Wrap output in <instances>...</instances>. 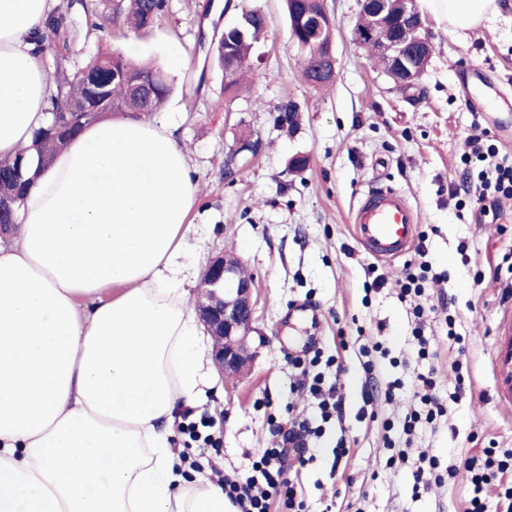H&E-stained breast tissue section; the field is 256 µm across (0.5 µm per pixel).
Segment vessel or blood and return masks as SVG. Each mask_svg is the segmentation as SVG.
Returning <instances> with one entry per match:
<instances>
[{
    "label": "vessel or blood",
    "instance_id": "1",
    "mask_svg": "<svg viewBox=\"0 0 512 512\" xmlns=\"http://www.w3.org/2000/svg\"><path fill=\"white\" fill-rule=\"evenodd\" d=\"M350 222L357 241L379 257H397L413 244L419 217L407 197L390 187H374L361 197ZM493 389L500 406L512 408V317L497 330L491 356Z\"/></svg>",
    "mask_w": 512,
    "mask_h": 512
}]
</instances>
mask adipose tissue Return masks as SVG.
<instances>
[{
  "mask_svg": "<svg viewBox=\"0 0 512 512\" xmlns=\"http://www.w3.org/2000/svg\"><path fill=\"white\" fill-rule=\"evenodd\" d=\"M449 30L496 0H424ZM56 0H0V156L50 95L38 35ZM197 186L165 125L104 119L36 179L0 241V512H236L170 446L211 386L187 216Z\"/></svg>",
  "mask_w": 512,
  "mask_h": 512,
  "instance_id": "obj_1",
  "label": "adipose tissue"
}]
</instances>
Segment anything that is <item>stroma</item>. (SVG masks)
I'll return each mask as SVG.
<instances>
[{
    "label": "stroma",
    "instance_id": "35a3bbf8",
    "mask_svg": "<svg viewBox=\"0 0 512 512\" xmlns=\"http://www.w3.org/2000/svg\"><path fill=\"white\" fill-rule=\"evenodd\" d=\"M161 21L139 34L93 27L81 0H58L55 11L71 21V61L125 49L138 39L145 60L166 67L173 91L154 113L172 126L185 151L197 197L187 222L201 262L231 249L256 281V331L249 373L216 377L195 417L208 418L221 439L205 449V470L246 474L255 454L279 442L292 402V357L304 356L310 329L289 315L295 304L315 303L319 346L333 350L344 334L345 429L352 439L346 469L333 471V440L314 448L316 460L302 471L308 512H464L472 494L455 468L482 449L512 450V410L497 404L490 372L492 345L501 320L512 312V199L495 214L475 202L456 209L448 191L459 183L465 139L485 131L502 144L512 110L489 124L475 104L495 100L512 86V0L500 14L471 30L451 32L435 20L427 27L435 46L417 84L398 90L351 42L357 0H326L334 20L336 79L317 89L301 76L300 52L289 38L284 0H165ZM261 9L268 33L252 55L247 88L231 97L211 63L213 39L243 10ZM178 49L183 64L169 65ZM298 107L292 131L278 127L282 107ZM306 159L294 170L295 158ZM406 194L420 215L427 254L408 252L382 262L387 285L366 291L365 268L374 258L353 237L351 208L373 186ZM427 260L439 283L426 284L424 336L429 355L417 356L412 308L394 282L405 264ZM382 345L381 382H400L393 399L379 401L375 418L359 417L363 405L364 348ZM460 372L465 390L436 425L424 426L406 448L405 463L388 467L383 420L399 421L413 406L416 375L434 373L441 396L454 390ZM435 457L443 484L417 489L412 473L420 453Z\"/></svg>",
    "mask_w": 512,
    "mask_h": 512
}]
</instances>
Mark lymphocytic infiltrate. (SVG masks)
Segmentation results:
<instances>
[{
  "instance_id": "lymphocytic-infiltrate-1",
  "label": "lymphocytic infiltrate",
  "mask_w": 512,
  "mask_h": 512,
  "mask_svg": "<svg viewBox=\"0 0 512 512\" xmlns=\"http://www.w3.org/2000/svg\"><path fill=\"white\" fill-rule=\"evenodd\" d=\"M466 146L461 185L450 189V199L473 194L483 207L493 208L500 198H512V163L501 157L498 145L470 137ZM292 366L301 376L299 386L311 398L313 410L292 415L281 444L261 449L253 458L249 475L224 476V494L237 512H305L303 487L288 464L289 446L320 439L343 420V368L335 356L317 350L310 357L293 359ZM436 384L433 375H417L413 396L420 406L405 416V435H413L419 424L445 415L447 408L435 392ZM461 468L473 489L466 512H486L482 493L498 476L512 471V452L499 454L486 448L481 457L465 458Z\"/></svg>"
}]
</instances>
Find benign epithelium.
Wrapping results in <instances>:
<instances>
[{"label": "benign epithelium", "mask_w": 512, "mask_h": 512, "mask_svg": "<svg viewBox=\"0 0 512 512\" xmlns=\"http://www.w3.org/2000/svg\"><path fill=\"white\" fill-rule=\"evenodd\" d=\"M401 2L402 7L396 10L392 0H359L360 19L369 20L370 25L356 26L352 40L367 49L386 75L406 86L415 83L424 73L433 54V45L416 0ZM300 23L304 38L301 47L323 60L319 71L321 78L335 81L334 45L322 38V31L332 19L322 9L304 14ZM389 28L393 33L380 37V32ZM201 285L208 296L197 303L196 312L204 331L214 341L211 358L223 377L238 378L252 359L250 335L256 331L255 280L243 274V263L235 253L224 251L208 262Z\"/></svg>", "instance_id": "7a95c632"}]
</instances>
